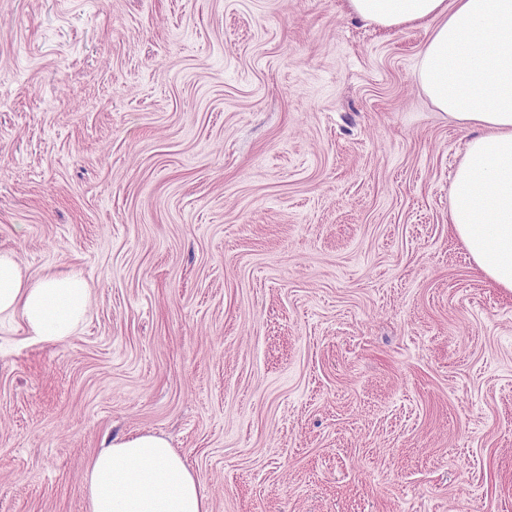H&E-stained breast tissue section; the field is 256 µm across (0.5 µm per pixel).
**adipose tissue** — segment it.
Instances as JSON below:
<instances>
[{
  "label": "adipose tissue",
  "instance_id": "ef3b65f1",
  "mask_svg": "<svg viewBox=\"0 0 512 512\" xmlns=\"http://www.w3.org/2000/svg\"><path fill=\"white\" fill-rule=\"evenodd\" d=\"M385 31L425 27L416 80L454 124L476 129L455 170L449 222L477 268L512 292V0H346ZM92 290L78 272L23 273L0 254V320L20 317L49 342L84 322ZM86 512H210L198 477L163 437L114 438L91 461Z\"/></svg>",
  "mask_w": 512,
  "mask_h": 512
}]
</instances>
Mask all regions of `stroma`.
Wrapping results in <instances>:
<instances>
[{
  "label": "stroma",
  "mask_w": 512,
  "mask_h": 512,
  "mask_svg": "<svg viewBox=\"0 0 512 512\" xmlns=\"http://www.w3.org/2000/svg\"><path fill=\"white\" fill-rule=\"evenodd\" d=\"M422 28L346 0H0V252L81 272L0 321V512H85L165 438L212 512H512V292L448 222L472 133ZM91 296L79 272H50L31 280L12 254H0V320L19 316L33 336L49 342L72 336L87 316Z\"/></svg>",
  "instance_id": "1"
}]
</instances>
